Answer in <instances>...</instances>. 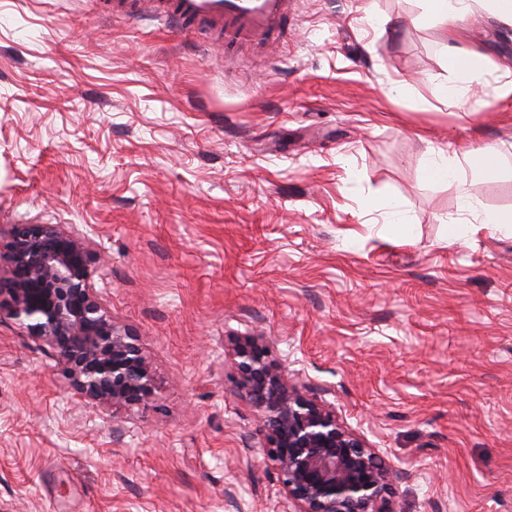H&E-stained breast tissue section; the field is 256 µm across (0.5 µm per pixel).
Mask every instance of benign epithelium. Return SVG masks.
Masks as SVG:
<instances>
[{
	"label": "benign epithelium",
	"mask_w": 512,
	"mask_h": 512,
	"mask_svg": "<svg viewBox=\"0 0 512 512\" xmlns=\"http://www.w3.org/2000/svg\"><path fill=\"white\" fill-rule=\"evenodd\" d=\"M93 243L61 224L0 230V322L55 354L72 394L114 411L145 409L158 389L139 336L96 291ZM234 391L254 408L260 454L293 512H391L396 475L332 404L308 393L263 336L232 339Z\"/></svg>",
	"instance_id": "1"
}]
</instances>
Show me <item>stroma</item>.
<instances>
[{"label": "stroma", "mask_w": 512, "mask_h": 512, "mask_svg": "<svg viewBox=\"0 0 512 512\" xmlns=\"http://www.w3.org/2000/svg\"><path fill=\"white\" fill-rule=\"evenodd\" d=\"M112 2L0 0V226L98 243L160 390L133 415L74 399L0 322V512H286L232 389L253 334L395 473L392 512H512V233L461 211L470 171H424L512 143V27H453L484 57L472 112L438 98L456 77L420 0H296L287 44L229 62ZM475 189L512 212V175ZM426 170L428 177L438 182H447L456 177V167L448 163V155L442 149L429 148Z\"/></svg>", "instance_id": "obj_1"}]
</instances>
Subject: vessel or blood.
Masks as SVG:
<instances>
[{"mask_svg": "<svg viewBox=\"0 0 512 512\" xmlns=\"http://www.w3.org/2000/svg\"><path fill=\"white\" fill-rule=\"evenodd\" d=\"M155 14L181 26H214L224 38L225 51L231 52L243 44L281 43L294 0H159Z\"/></svg>", "mask_w": 512, "mask_h": 512, "instance_id": "vessel-or-blood-1", "label": "vessel or blood"}]
</instances>
